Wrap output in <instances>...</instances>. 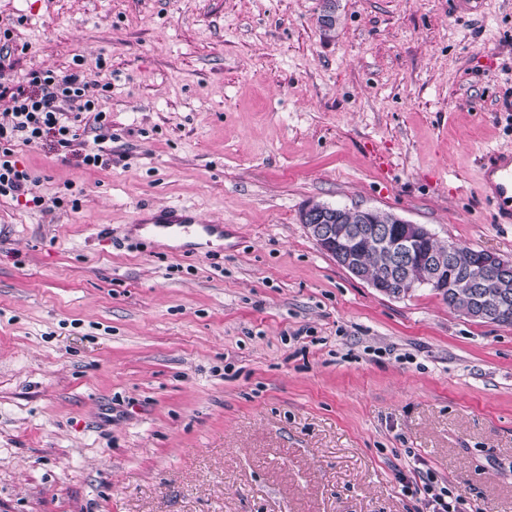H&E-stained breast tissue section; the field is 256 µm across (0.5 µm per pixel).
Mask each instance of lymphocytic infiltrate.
I'll use <instances>...</instances> for the list:
<instances>
[{
  "label": "lymphocytic infiltrate",
  "instance_id": "f902f5d3",
  "mask_svg": "<svg viewBox=\"0 0 512 512\" xmlns=\"http://www.w3.org/2000/svg\"><path fill=\"white\" fill-rule=\"evenodd\" d=\"M8 100L6 121H0V196L30 195L33 180L20 170L13 146L16 141H51L68 153L76 146L84 115L107 126L109 114L97 84L86 81L82 70L64 74L32 70L17 74L0 59V100Z\"/></svg>",
  "mask_w": 512,
  "mask_h": 512
}]
</instances>
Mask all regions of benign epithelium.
Instances as JSON below:
<instances>
[{
  "instance_id": "benign-epithelium-1",
  "label": "benign epithelium",
  "mask_w": 512,
  "mask_h": 512,
  "mask_svg": "<svg viewBox=\"0 0 512 512\" xmlns=\"http://www.w3.org/2000/svg\"><path fill=\"white\" fill-rule=\"evenodd\" d=\"M357 226L342 223V208L321 202L307 203L300 213L301 224L315 240L320 249L328 254L340 267L354 277L368 282L377 291L391 297L403 295L404 289L416 286H429L437 292H446L450 288L446 272L459 263L458 253L448 248L444 251L429 253L423 265L429 269L428 277L419 282L412 278L410 268L416 257L417 245L435 239L433 233L424 224H415L399 216H391V224L375 222V208H356ZM362 238L370 244L383 249L385 259L396 267V279L393 281L375 280L360 265L356 256L338 248L344 240ZM481 279L478 287L492 288L494 294L477 299L475 308L487 319H501L512 313V294L509 293L508 278L512 274V261L500 255L486 251L479 261Z\"/></svg>"
}]
</instances>
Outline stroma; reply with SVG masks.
Wrapping results in <instances>:
<instances>
[{"label":"stroma","instance_id":"35a3bbf8","mask_svg":"<svg viewBox=\"0 0 512 512\" xmlns=\"http://www.w3.org/2000/svg\"><path fill=\"white\" fill-rule=\"evenodd\" d=\"M0 0L15 69L110 65L99 169L20 145L0 197V512H512V327L386 296L310 201L512 260V0ZM388 158V168L378 165ZM185 208L223 237L140 228ZM481 183L495 206V222L512 224V152H490L481 168ZM422 488L424 506L429 509V512L457 511V507L454 505V501H458L457 497L453 499L448 488L439 487L429 473H427V481L424 482Z\"/></svg>","mask_w":512,"mask_h":512}]
</instances>
